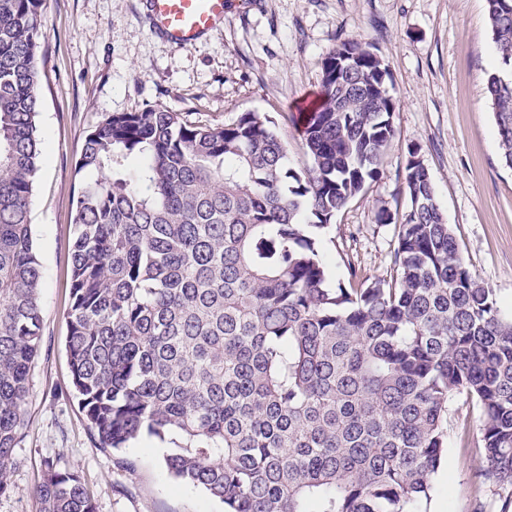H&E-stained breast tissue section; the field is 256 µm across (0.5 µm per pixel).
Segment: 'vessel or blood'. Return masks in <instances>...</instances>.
Wrapping results in <instances>:
<instances>
[{
	"mask_svg": "<svg viewBox=\"0 0 512 512\" xmlns=\"http://www.w3.org/2000/svg\"><path fill=\"white\" fill-rule=\"evenodd\" d=\"M154 32L185 48L224 21L227 0H147Z\"/></svg>",
	"mask_w": 512,
	"mask_h": 512,
	"instance_id": "obj_1",
	"label": "vessel or blood"
}]
</instances>
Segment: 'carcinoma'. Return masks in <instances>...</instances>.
<instances>
[{"label":"carcinoma","instance_id":"cac0c4a2","mask_svg":"<svg viewBox=\"0 0 512 512\" xmlns=\"http://www.w3.org/2000/svg\"><path fill=\"white\" fill-rule=\"evenodd\" d=\"M43 0H0V492L42 341L29 209L43 162L36 57ZM512 69V0H486ZM305 117L311 166L288 167L271 117L191 120L149 107L85 138L72 201V385L102 448L171 445L168 474L224 512H430L448 408L480 410L482 472L512 485V318L465 266L419 150L386 277L333 288L320 231L379 174L397 101L359 42L322 62ZM512 169V82L488 76ZM41 512H96L50 467Z\"/></svg>","mask_w":512,"mask_h":512}]
</instances>
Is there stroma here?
I'll use <instances>...</instances> for the list:
<instances>
[{"label":"stroma","mask_w":512,"mask_h":512,"mask_svg":"<svg viewBox=\"0 0 512 512\" xmlns=\"http://www.w3.org/2000/svg\"><path fill=\"white\" fill-rule=\"evenodd\" d=\"M350 40L388 66L396 135L375 181L327 231L331 284L347 283L352 267L371 278L389 271L394 227L376 223L375 213L382 204L409 209L403 172L416 149L465 265L512 316V170L498 161L485 90L498 66L486 0H229L223 26L186 48L153 33L145 0H44L37 122L45 159L30 206L43 336L0 512H40L34 488L50 465L79 472L96 512H223L168 476L165 445L141 441L121 456L100 448L78 407L65 350L75 162L109 115L154 105L212 123L244 112L273 116L290 166L307 168L295 117L318 99L324 57ZM481 423L476 409L450 405L448 461L431 512H501L512 498L511 487L480 477L466 453Z\"/></svg>","instance_id":"1"}]
</instances>
